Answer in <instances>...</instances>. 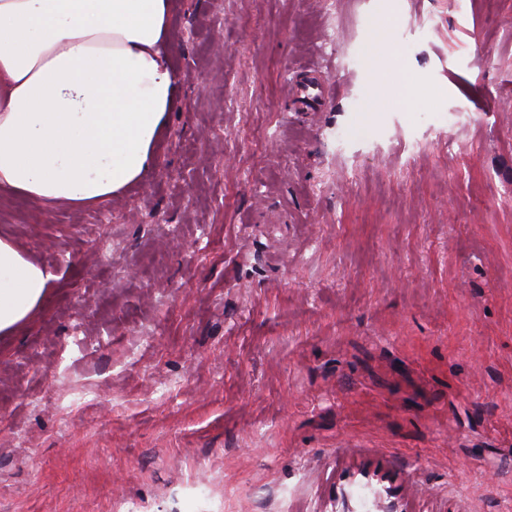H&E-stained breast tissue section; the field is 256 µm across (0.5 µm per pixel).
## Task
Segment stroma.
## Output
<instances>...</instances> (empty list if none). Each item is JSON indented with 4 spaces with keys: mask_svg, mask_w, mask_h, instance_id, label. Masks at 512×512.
<instances>
[{
    "mask_svg": "<svg viewBox=\"0 0 512 512\" xmlns=\"http://www.w3.org/2000/svg\"><path fill=\"white\" fill-rule=\"evenodd\" d=\"M171 37L144 180L0 189L55 275L0 335V512H375V468L512 505V0H173Z\"/></svg>",
    "mask_w": 512,
    "mask_h": 512,
    "instance_id": "stroma-1",
    "label": "stroma"
}]
</instances>
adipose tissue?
I'll list each match as a JSON object with an SVG mask.
<instances>
[{
    "mask_svg": "<svg viewBox=\"0 0 512 512\" xmlns=\"http://www.w3.org/2000/svg\"><path fill=\"white\" fill-rule=\"evenodd\" d=\"M171 0H0V187L50 209L92 207L151 170L180 99ZM53 279L0 238V333Z\"/></svg>",
    "mask_w": 512,
    "mask_h": 512,
    "instance_id": "obj_1",
    "label": "adipose tissue"
}]
</instances>
